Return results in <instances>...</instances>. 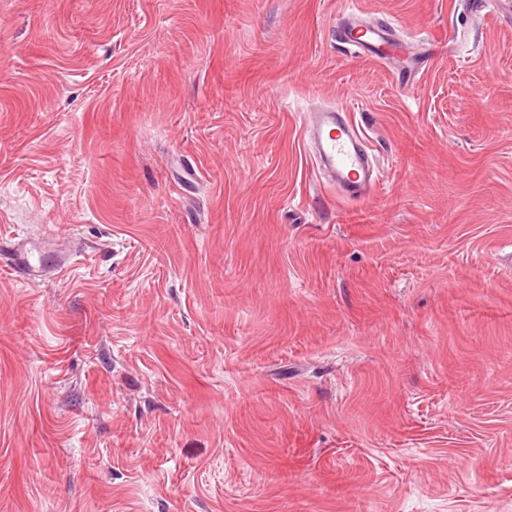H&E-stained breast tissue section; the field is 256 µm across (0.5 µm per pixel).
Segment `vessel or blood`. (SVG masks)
Segmentation results:
<instances>
[{"label": "vessel or blood", "instance_id": "obj_1", "mask_svg": "<svg viewBox=\"0 0 512 512\" xmlns=\"http://www.w3.org/2000/svg\"><path fill=\"white\" fill-rule=\"evenodd\" d=\"M336 41L341 50L379 63L400 55L404 45L393 27L368 24L355 8L343 11ZM305 135L312 147L314 168L342 197L360 198L377 182L379 170L370 160L367 138L346 108L327 105L307 113Z\"/></svg>", "mask_w": 512, "mask_h": 512}]
</instances>
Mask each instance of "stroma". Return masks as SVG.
Here are the masks:
<instances>
[{
  "instance_id": "1",
  "label": "stroma",
  "mask_w": 512,
  "mask_h": 512,
  "mask_svg": "<svg viewBox=\"0 0 512 512\" xmlns=\"http://www.w3.org/2000/svg\"><path fill=\"white\" fill-rule=\"evenodd\" d=\"M350 1L0 0V512H512V13ZM336 43L343 51L363 54L385 63L400 55L407 42L396 36L393 27L370 25L363 20L360 10L347 8L336 27ZM343 106L327 105L306 114L305 136L312 145L313 166L328 187L347 199L361 198L377 182L367 152V138Z\"/></svg>"
}]
</instances>
